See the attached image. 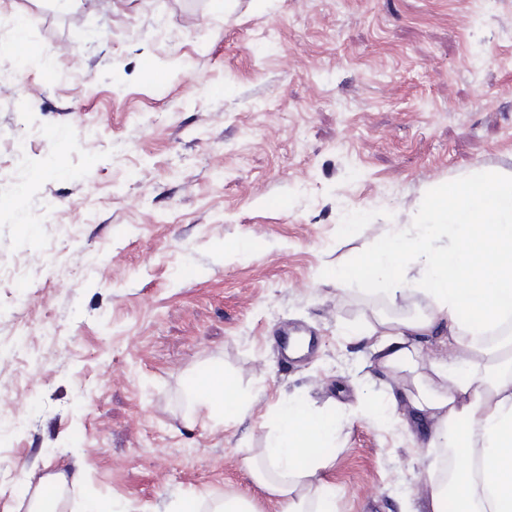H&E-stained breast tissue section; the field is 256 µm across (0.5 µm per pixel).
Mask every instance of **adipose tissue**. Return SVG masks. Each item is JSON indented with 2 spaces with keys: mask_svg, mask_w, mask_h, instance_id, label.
Instances as JSON below:
<instances>
[{
  "mask_svg": "<svg viewBox=\"0 0 512 512\" xmlns=\"http://www.w3.org/2000/svg\"><path fill=\"white\" fill-rule=\"evenodd\" d=\"M429 220L384 238L368 257L337 273L338 281L372 277L389 298L412 281L434 298L430 309L409 320H378L368 333L384 350L386 366L412 369L417 350L400 344L405 333L448 332L453 357L433 363L436 382L409 393L412 408L433 422L431 445L457 457L482 460V469H457L443 482L428 469V512H512V359L480 375L484 350L475 339L497 329L512 312V177L474 174L459 183L424 192ZM447 246H437L440 236ZM415 265H408L407 257ZM199 403L224 418L243 412L246 400L223 369L209 370L196 387ZM331 412H314L294 401L282 407L266 439L262 460L246 465L259 484L277 496L281 512H335L331 497L315 486L328 458L324 448L336 433Z\"/></svg>",
  "mask_w": 512,
  "mask_h": 512,
  "instance_id": "obj_1",
  "label": "adipose tissue"
}]
</instances>
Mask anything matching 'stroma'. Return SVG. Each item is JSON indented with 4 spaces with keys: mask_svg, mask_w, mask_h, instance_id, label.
<instances>
[{
    "mask_svg": "<svg viewBox=\"0 0 512 512\" xmlns=\"http://www.w3.org/2000/svg\"><path fill=\"white\" fill-rule=\"evenodd\" d=\"M4 62L0 512L58 473L56 512H279L244 460L292 400L336 413V512H418L430 423L358 332L432 300L336 272L427 187L512 176V0H0ZM215 367L223 421L191 395ZM199 403L214 417L223 419L228 412L242 413L247 401L238 390L234 377L224 374L221 368H212L195 388Z\"/></svg>",
    "mask_w": 512,
    "mask_h": 512,
    "instance_id": "1",
    "label": "stroma"
}]
</instances>
